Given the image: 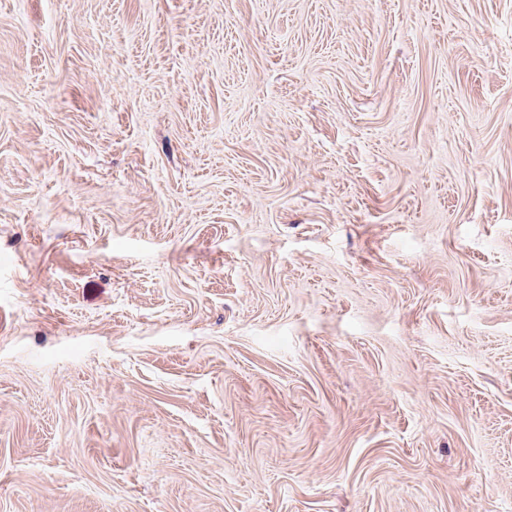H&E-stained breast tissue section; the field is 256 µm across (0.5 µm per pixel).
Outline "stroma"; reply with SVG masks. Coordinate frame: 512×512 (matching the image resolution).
<instances>
[{
  "mask_svg": "<svg viewBox=\"0 0 512 512\" xmlns=\"http://www.w3.org/2000/svg\"><path fill=\"white\" fill-rule=\"evenodd\" d=\"M0 512H512V0H0Z\"/></svg>",
  "mask_w": 512,
  "mask_h": 512,
  "instance_id": "stroma-1",
  "label": "stroma"
}]
</instances>
